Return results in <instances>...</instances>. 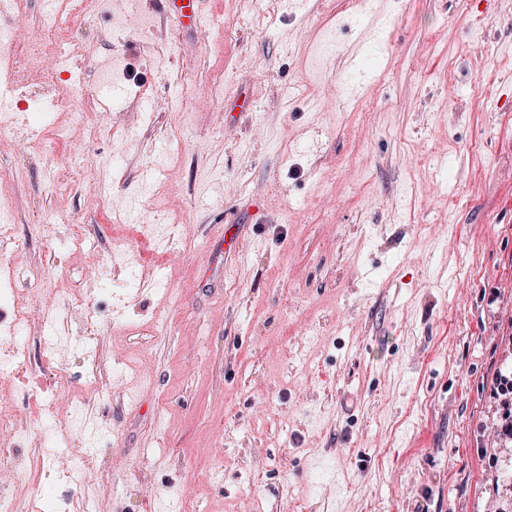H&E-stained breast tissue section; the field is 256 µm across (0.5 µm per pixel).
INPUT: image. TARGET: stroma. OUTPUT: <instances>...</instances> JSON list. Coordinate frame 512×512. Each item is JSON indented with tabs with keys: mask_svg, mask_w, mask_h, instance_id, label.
Instances as JSON below:
<instances>
[{
	"mask_svg": "<svg viewBox=\"0 0 512 512\" xmlns=\"http://www.w3.org/2000/svg\"><path fill=\"white\" fill-rule=\"evenodd\" d=\"M141 3L153 40L70 11L61 36L156 112L100 117L39 56L17 78L51 74L55 115L24 149L0 125L16 512H512V0H204L193 29ZM218 70L222 97L168 103ZM51 415L84 477L42 464ZM0 382L13 378L24 369H29L27 354L18 345L15 328L1 329L0 332ZM491 394L501 409L500 424L497 438L500 442L510 441L512 444V366H503L494 376Z\"/></svg>",
	"mask_w": 512,
	"mask_h": 512,
	"instance_id": "obj_1",
	"label": "stroma"
}]
</instances>
